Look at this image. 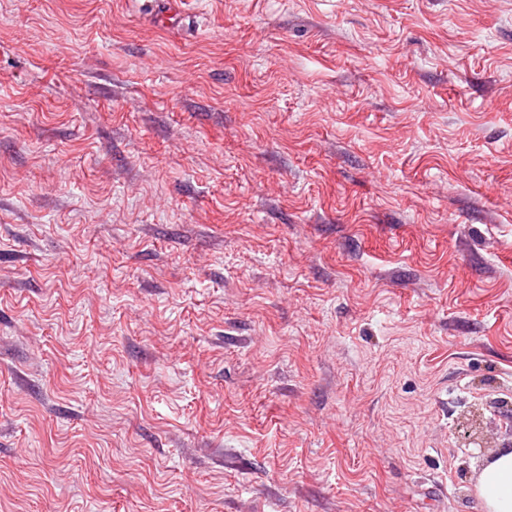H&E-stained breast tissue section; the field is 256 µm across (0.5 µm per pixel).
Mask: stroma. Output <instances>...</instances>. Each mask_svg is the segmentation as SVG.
Listing matches in <instances>:
<instances>
[{
  "mask_svg": "<svg viewBox=\"0 0 512 512\" xmlns=\"http://www.w3.org/2000/svg\"><path fill=\"white\" fill-rule=\"evenodd\" d=\"M181 2L0 0V512H482L512 0Z\"/></svg>",
  "mask_w": 512,
  "mask_h": 512,
  "instance_id": "stroma-1",
  "label": "stroma"
}]
</instances>
